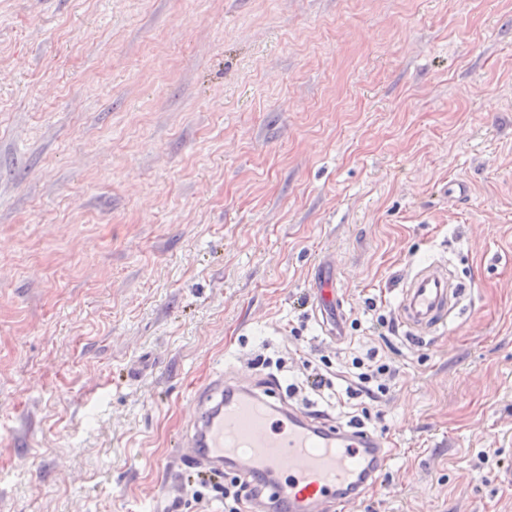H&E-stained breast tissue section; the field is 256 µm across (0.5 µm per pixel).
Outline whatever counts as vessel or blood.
I'll use <instances>...</instances> for the list:
<instances>
[{
  "mask_svg": "<svg viewBox=\"0 0 512 512\" xmlns=\"http://www.w3.org/2000/svg\"><path fill=\"white\" fill-rule=\"evenodd\" d=\"M466 291L434 265L416 268L398 296L406 337L438 332L447 325L455 298ZM311 295L323 331L335 335L342 296L330 263L316 267ZM195 394L198 410L182 468L199 474L228 469L262 485L273 483L284 512L359 501L368 469L384 468L391 455L376 434L346 429L290 404H258L250 386L220 375Z\"/></svg>",
  "mask_w": 512,
  "mask_h": 512,
  "instance_id": "b4317fda",
  "label": "vessel or blood"
}]
</instances>
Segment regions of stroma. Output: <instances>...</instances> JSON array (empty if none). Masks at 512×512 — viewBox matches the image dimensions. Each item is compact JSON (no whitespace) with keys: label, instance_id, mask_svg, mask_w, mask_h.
<instances>
[{"label":"stroma","instance_id":"35a3bbf8","mask_svg":"<svg viewBox=\"0 0 512 512\" xmlns=\"http://www.w3.org/2000/svg\"><path fill=\"white\" fill-rule=\"evenodd\" d=\"M428 258L471 293L411 343ZM280 362L393 451L343 512H512V0H0V512H224L168 471L192 386ZM311 296L315 317L322 330L336 341L343 340L336 334V315L342 308L341 285L335 277V268L330 263L324 261L316 267ZM352 367L359 370V372L354 373L355 376H353L356 380H343L346 382V386L342 389L341 394L336 391L338 403H341V399L344 400V396H346L347 399L362 396L371 400L378 398L379 394H385L388 388L382 385H377L375 388L374 385H372L373 377L378 374L393 375L395 373L393 360L385 354L379 356V350L375 348L370 349L365 358H354L352 360Z\"/></svg>","mask_w":512,"mask_h":512}]
</instances>
